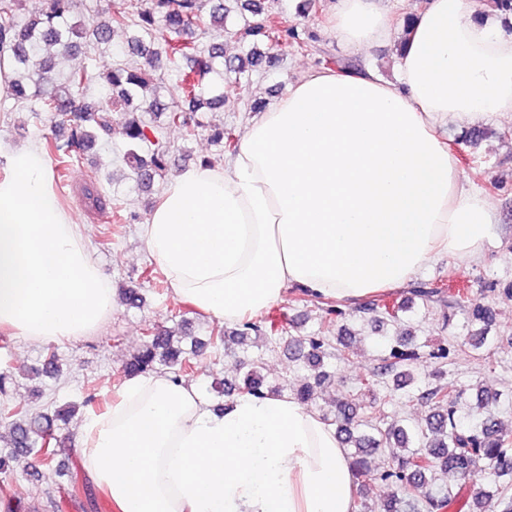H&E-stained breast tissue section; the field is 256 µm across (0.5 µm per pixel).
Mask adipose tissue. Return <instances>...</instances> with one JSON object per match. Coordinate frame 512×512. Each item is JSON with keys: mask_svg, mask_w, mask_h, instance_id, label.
Listing matches in <instances>:
<instances>
[{"mask_svg": "<svg viewBox=\"0 0 512 512\" xmlns=\"http://www.w3.org/2000/svg\"><path fill=\"white\" fill-rule=\"evenodd\" d=\"M396 2L335 0L332 30L354 52L397 44L399 85L306 70L224 165L168 180L141 236L176 299L227 323L293 284L352 305L441 257L476 260L498 234L446 133L512 123V27L482 0ZM82 439L114 512H353L347 449L289 394L216 409L168 375L139 377Z\"/></svg>", "mask_w": 512, "mask_h": 512, "instance_id": "adipose-tissue-1", "label": "adipose tissue"}]
</instances>
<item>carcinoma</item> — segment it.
Returning <instances> with one entry per match:
<instances>
[{
    "label": "carcinoma",
    "mask_w": 512,
    "mask_h": 512,
    "mask_svg": "<svg viewBox=\"0 0 512 512\" xmlns=\"http://www.w3.org/2000/svg\"><path fill=\"white\" fill-rule=\"evenodd\" d=\"M21 0H0V54L10 52L14 79L9 86L12 107L48 116L55 126H68L64 139L47 138L43 149L55 158V173L63 176L68 167L83 159L97 143L112 132V110L119 106L129 118L125 123L126 149L120 161L127 178L146 192L167 168L170 147L165 130L179 127L193 138L205 128L202 114L216 112L229 98L240 99L249 91L257 69L270 70L280 58L260 46L289 44L306 52L313 36L282 16L278 0H119L113 7L96 8L83 23L72 21L73 0H37L27 18L19 20ZM126 34L119 45L116 31ZM242 43V52H224V37ZM84 57L82 66L64 77L55 72L47 49ZM112 53V64L98 66L102 53ZM174 82L177 96L163 93L165 80ZM211 142L222 152L235 153V134L222 127L211 130ZM85 203L96 210L111 209L122 220L116 200L104 191L98 176L84 188ZM410 294L422 304L440 302L460 309L467 318V333L448 340L427 353L411 343L410 336H384L378 366L360 379L364 389L384 384L388 394L383 403L361 416V405L349 397L336 403V414L324 417L334 425L348 450L355 478L377 471L384 482L397 487L387 512H512V435L503 431L491 414L494 405H512V394L503 395L487 387L441 380L433 373L419 392V400L432 407L425 426H409L388 420L385 406L407 395L425 373L426 361L440 365L451 352L470 346L477 359L491 364L481 352L493 321L491 309L471 298L467 288L446 291L437 281H417ZM405 309L384 300L362 307L375 321H394ZM286 328L270 315L247 319L220 342L194 341L186 351L174 344L170 331L147 328L139 351L123 365L128 377L146 374L159 367L173 373L179 383L192 372L191 356L210 346L232 342L246 346L252 339L267 351L286 345L311 371L305 383L294 390L302 403L311 401L315 389L333 381L329 360L346 359L352 336L336 325V335L324 324L310 336H284ZM262 355L242 362L245 371L224 381V395L265 397L280 395L286 388L266 383L261 374ZM12 430V443L0 448V472L6 459L27 455L51 466L64 446L48 413L32 415L23 408L4 409ZM72 506L95 512L97 501L91 486L80 483L78 474L68 472Z\"/></svg>",
    "instance_id": "carcinoma-1"
}]
</instances>
